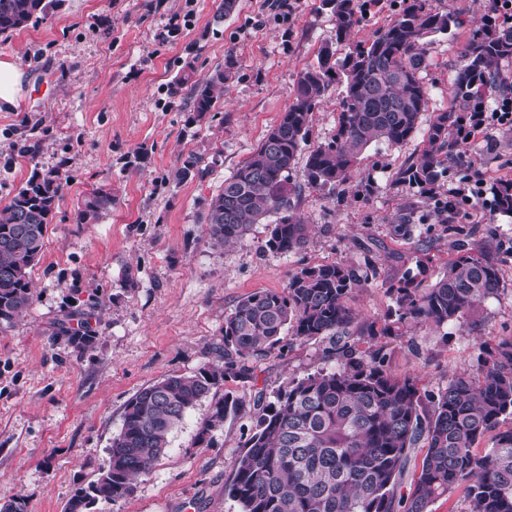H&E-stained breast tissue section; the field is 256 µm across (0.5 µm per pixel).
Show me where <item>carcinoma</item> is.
<instances>
[{
	"label": "carcinoma",
	"mask_w": 512,
	"mask_h": 512,
	"mask_svg": "<svg viewBox=\"0 0 512 512\" xmlns=\"http://www.w3.org/2000/svg\"><path fill=\"white\" fill-rule=\"evenodd\" d=\"M49 0H0V34L35 25L47 16ZM332 16L330 39L316 63L297 75L294 97L252 155L224 178L203 215L211 245L222 249L242 241L254 224H267L262 249L282 254L302 251L310 224L300 212L304 189L336 191L353 177L371 146H401L422 135L415 158L400 167L395 180L435 196L448 174V162L461 157L466 113L503 88L512 72V23L488 0L476 29L462 46L450 86L448 108L436 113L426 132L420 119L430 89V37L465 24L455 13L434 11L429 0H404L397 18L371 39L351 42L361 22L362 0H320ZM348 51L337 56L338 47ZM235 67L233 56L207 73H197L186 57L169 94L188 95L187 122H201L215 111ZM343 84L336 103V132L311 150L304 180L292 171L307 143L312 113L332 83ZM208 168L190 153L175 172L182 183L203 179ZM62 193L58 176L35 173L0 209V329L22 319L33 302L30 272L41 258L47 224ZM114 204L112 192L93 189L77 221L96 220ZM442 275L427 285L405 278L390 289L399 323L437 328L462 324L477 305L499 295L502 267L512 258L504 243L456 240ZM378 271L338 262L302 266L283 291L243 296L224 318L222 338L212 360L188 374L171 375L136 392L127 402L120 431L112 437L108 462L98 479L80 489L66 512H89L99 500L130 495L134 482L166 454L172 432L202 400L212 399L199 423L196 442L229 418L244 401L218 389L229 378L255 377L257 363L285 336L326 339L320 368L267 400L255 391L252 425L224 485L239 512H432L441 498L463 491L461 512H512V339L480 345L472 370L452 376L437 394L421 391L411 377L392 374L379 349L362 351L378 335L373 323H359L348 300ZM75 310L63 316L54 335L85 346L95 337ZM77 326H72V321ZM494 433L492 447L478 443ZM424 443L419 473L409 464Z\"/></svg>",
	"instance_id": "cac0c4a2"
}]
</instances>
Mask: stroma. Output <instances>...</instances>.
I'll list each match as a JSON object with an SVG mask.
<instances>
[{"instance_id": "stroma-1", "label": "stroma", "mask_w": 512, "mask_h": 512, "mask_svg": "<svg viewBox=\"0 0 512 512\" xmlns=\"http://www.w3.org/2000/svg\"><path fill=\"white\" fill-rule=\"evenodd\" d=\"M220 0H54L37 26L0 35V59L25 72L18 109L0 111V207L32 171L58 174L62 198L31 272L33 304L0 330V500L23 496L27 512H65L78 489L97 480L127 400L139 389L207 362L224 318L238 299L280 291L308 264H360L379 274L349 305L359 321L381 322L389 290L422 268L432 282L449 256L452 234L512 240V214L464 206L442 212L433 199L395 181L420 142L370 147L352 182L335 194L305 190L300 211L313 229L297 254L265 250L266 225H253L231 248L212 247L202 217L225 176L243 164L294 96L298 73L315 63L333 22L320 0H239L233 17L212 19ZM470 27L433 36L425 80L430 102L421 123L447 108L457 55ZM200 72L233 56L236 66L215 112L187 123L188 97L168 85L187 55ZM149 158L134 168L133 154ZM210 169L201 181L175 182L188 154ZM471 178L512 181V129H489L466 145ZM110 189L112 210L80 224L76 214L94 188ZM408 216L430 247L416 252L390 227ZM90 310L91 346L54 336L72 309ZM512 338V261L499 297L464 324L404 325L377 340L391 372L438 393L472 369L480 344ZM326 340L285 338L262 360L255 379L224 388L250 401L254 388L274 394L292 378L325 366ZM201 402L170 436L167 454L131 495L91 512H238L224 493L244 442L242 420L226 421L209 445L197 444Z\"/></svg>"}]
</instances>
